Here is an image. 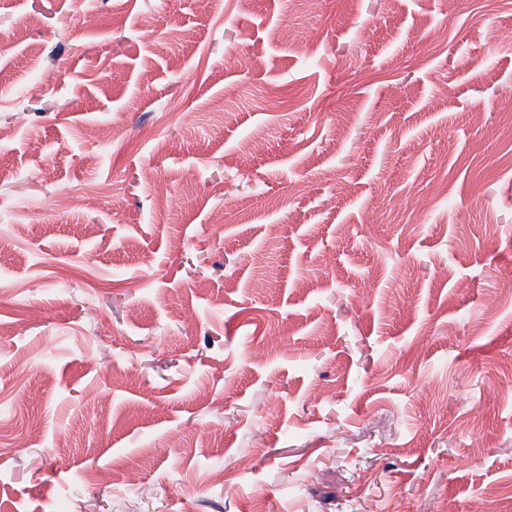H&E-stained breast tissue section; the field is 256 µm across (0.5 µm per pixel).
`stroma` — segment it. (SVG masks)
Wrapping results in <instances>:
<instances>
[{
	"mask_svg": "<svg viewBox=\"0 0 512 512\" xmlns=\"http://www.w3.org/2000/svg\"><path fill=\"white\" fill-rule=\"evenodd\" d=\"M511 114L512 0H0V512H512Z\"/></svg>",
	"mask_w": 512,
	"mask_h": 512,
	"instance_id": "35a3bbf8",
	"label": "stroma"
}]
</instances>
